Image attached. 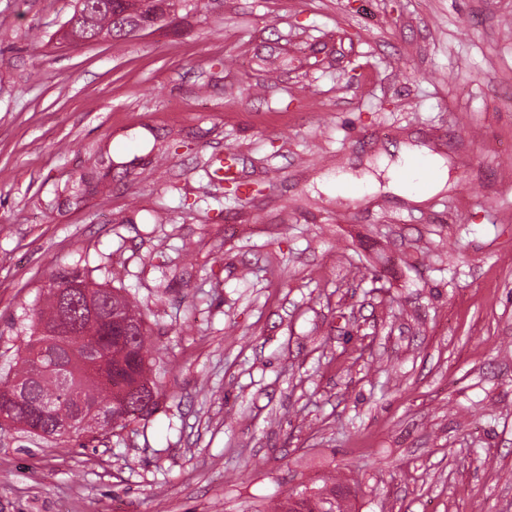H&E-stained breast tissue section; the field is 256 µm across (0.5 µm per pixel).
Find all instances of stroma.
<instances>
[{"label":"stroma","instance_id":"1","mask_svg":"<svg viewBox=\"0 0 512 512\" xmlns=\"http://www.w3.org/2000/svg\"><path fill=\"white\" fill-rule=\"evenodd\" d=\"M75 5L0 0V354L75 269L161 391L88 448L0 431V512H512V0H180L66 47ZM403 164L401 166H398L396 168H393L395 172H399V176H403L408 180H413L420 177V172L418 171H412L409 169V163L413 158H419L423 160L428 168V171L431 173L432 178L431 181L434 185L440 184L444 180L445 173L440 168L439 164L437 163L436 157L425 155L422 152H408L403 153Z\"/></svg>","mask_w":512,"mask_h":512}]
</instances>
